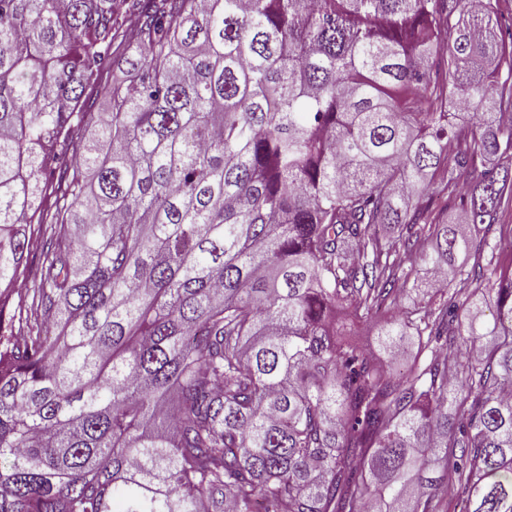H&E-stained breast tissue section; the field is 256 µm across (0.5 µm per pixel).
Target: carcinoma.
<instances>
[{"mask_svg":"<svg viewBox=\"0 0 512 512\" xmlns=\"http://www.w3.org/2000/svg\"><path fill=\"white\" fill-rule=\"evenodd\" d=\"M499 2L0 0V512H512V254L448 221L485 158L463 223L512 204V40L464 20ZM135 50V44L128 45L125 43L121 45L114 53L111 66L97 80L86 84L82 101L84 100L89 105L93 104L91 108H86L87 112L103 111L105 91L112 86V83L123 80L127 76L125 67L121 62L122 54L126 52L132 54ZM463 488L455 483L444 484L435 494L439 512H460L459 501L463 497Z\"/></svg>","mask_w":512,"mask_h":512,"instance_id":"cac0c4a2","label":"carcinoma"}]
</instances>
